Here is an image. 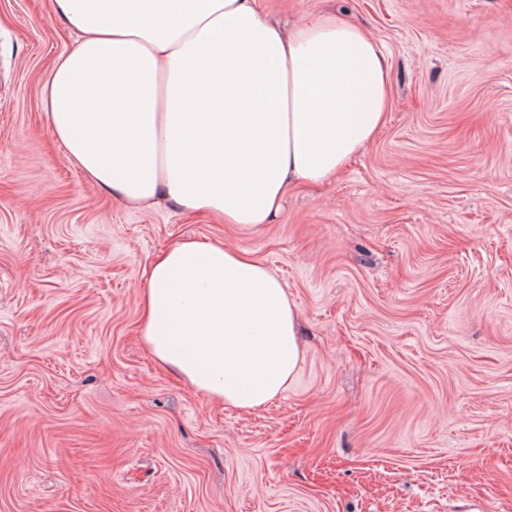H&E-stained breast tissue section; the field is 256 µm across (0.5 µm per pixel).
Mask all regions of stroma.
<instances>
[{"instance_id":"obj_1","label":"stroma","mask_w":512,"mask_h":512,"mask_svg":"<svg viewBox=\"0 0 512 512\" xmlns=\"http://www.w3.org/2000/svg\"><path fill=\"white\" fill-rule=\"evenodd\" d=\"M370 32L385 127L270 223L88 183L43 90L76 39L0 0V512H512V0H261ZM206 238L299 310L287 389L208 402L143 348L147 270Z\"/></svg>"}]
</instances>
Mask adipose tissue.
I'll use <instances>...</instances> for the list:
<instances>
[{
	"label": "adipose tissue",
	"mask_w": 512,
	"mask_h": 512,
	"mask_svg": "<svg viewBox=\"0 0 512 512\" xmlns=\"http://www.w3.org/2000/svg\"><path fill=\"white\" fill-rule=\"evenodd\" d=\"M77 47L46 82L47 118L90 184L137 207L168 200L266 224L289 185L319 183L382 127L377 41L329 15L291 32L257 0H55ZM142 342L209 402L267 406L302 358L298 311L240 250L182 241L152 265Z\"/></svg>",
	"instance_id": "ef3b65f1"
}]
</instances>
